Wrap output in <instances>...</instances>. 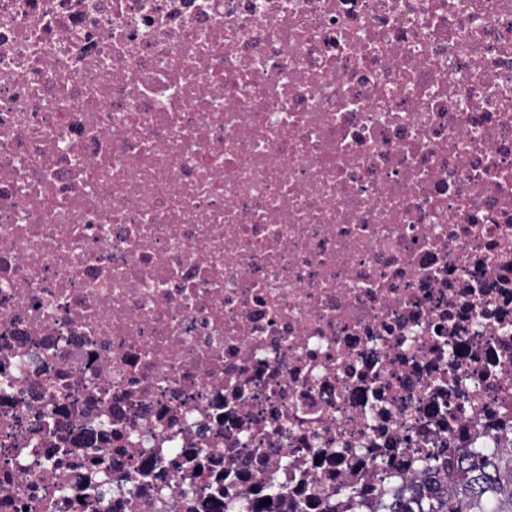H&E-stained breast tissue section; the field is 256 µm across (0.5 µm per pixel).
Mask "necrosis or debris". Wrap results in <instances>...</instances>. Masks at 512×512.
I'll list each match as a JSON object with an SVG mask.
<instances>
[{
	"mask_svg": "<svg viewBox=\"0 0 512 512\" xmlns=\"http://www.w3.org/2000/svg\"><path fill=\"white\" fill-rule=\"evenodd\" d=\"M510 446L512 0H0V512Z\"/></svg>",
	"mask_w": 512,
	"mask_h": 512,
	"instance_id": "4bbe7bcc",
	"label": "necrosis or debris"
}]
</instances>
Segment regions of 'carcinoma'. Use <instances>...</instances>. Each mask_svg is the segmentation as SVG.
I'll list each match as a JSON object with an SVG mask.
<instances>
[{"mask_svg": "<svg viewBox=\"0 0 512 512\" xmlns=\"http://www.w3.org/2000/svg\"><path fill=\"white\" fill-rule=\"evenodd\" d=\"M389 512H512V447L494 457L459 448L425 491L398 496Z\"/></svg>", "mask_w": 512, "mask_h": 512, "instance_id": "carcinoma-1", "label": "carcinoma"}]
</instances>
